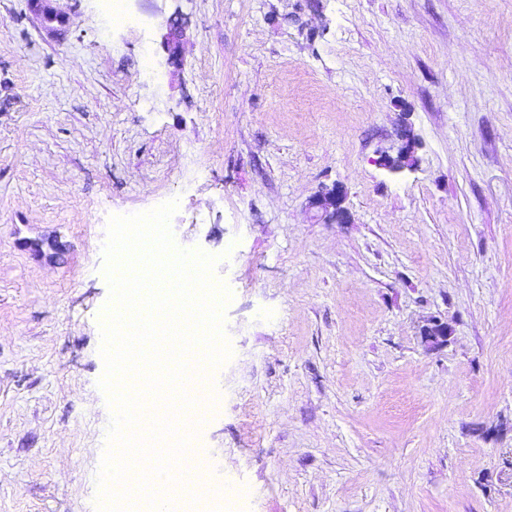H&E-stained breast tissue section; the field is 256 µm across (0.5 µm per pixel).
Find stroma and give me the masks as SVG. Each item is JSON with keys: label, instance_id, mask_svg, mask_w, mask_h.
<instances>
[{"label": "stroma", "instance_id": "1", "mask_svg": "<svg viewBox=\"0 0 512 512\" xmlns=\"http://www.w3.org/2000/svg\"><path fill=\"white\" fill-rule=\"evenodd\" d=\"M124 5L0 0V512H99L108 220L171 200L237 512H512V0ZM342 198L343 192L338 186H334L331 189H326L324 191L319 192L315 198V204L318 207L323 208L327 211L329 208H332V217L337 219L344 218V221L347 218V212L342 207ZM343 221V222H344Z\"/></svg>", "mask_w": 512, "mask_h": 512}]
</instances>
